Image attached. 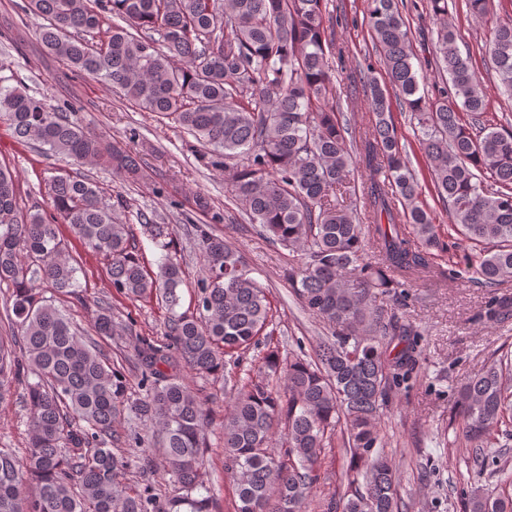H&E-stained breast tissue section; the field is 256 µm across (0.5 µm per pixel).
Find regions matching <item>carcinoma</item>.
I'll use <instances>...</instances> for the list:
<instances>
[{
	"instance_id": "carcinoma-1",
	"label": "carcinoma",
	"mask_w": 512,
	"mask_h": 512,
	"mask_svg": "<svg viewBox=\"0 0 512 512\" xmlns=\"http://www.w3.org/2000/svg\"><path fill=\"white\" fill-rule=\"evenodd\" d=\"M466 2L476 20L496 11L494 0ZM366 7L381 79L370 63L347 70L336 36L343 18L327 11L326 0H28L27 10L45 21L38 37L48 54L140 111L175 119L202 147L201 161L231 171L230 193L256 233L300 252L282 277L331 336L313 359L282 357L267 289L240 251L212 233L224 215L207 199L196 206L210 223L182 218L204 271L188 315L177 311L184 276L166 214L142 225L161 251L154 272L123 222V196L107 198L88 176L59 168L49 181L54 215H21L15 176L0 165V284L11 290L16 323L12 335H0V402L23 385L29 410L24 454L0 449V512H214L200 481L209 419L182 371L222 373L226 357L261 344L263 356L244 375L224 379L235 512H303L334 439L360 471L327 512H402L400 472L380 451L379 419L416 368L418 332L377 298L428 270L447 246L422 199L392 100L411 111L433 190L451 227L470 242L463 261L483 288L512 281V132L484 119V88L447 22L448 0L426 3L438 21L442 70L432 96L398 0H366ZM485 55L512 96V15L497 21ZM338 74L367 101L368 120L354 128L340 117ZM0 120L46 154L102 162L121 178L140 175L135 155L24 87L0 84ZM355 178L353 208L342 195ZM60 222L106 261L116 293L153 298L169 313L162 339L140 337L133 347L142 393L128 403L125 376L99 344L119 328L111 307L96 304L87 330L56 304L62 296L87 306ZM511 312V295L492 297L489 317ZM451 420L469 444L464 462L482 468L494 434L512 437V351L465 382ZM154 445L176 485L164 502L149 483ZM132 466L145 481L139 489L126 481ZM463 506L512 512V469L498 471L492 491L471 487Z\"/></svg>"
}]
</instances>
